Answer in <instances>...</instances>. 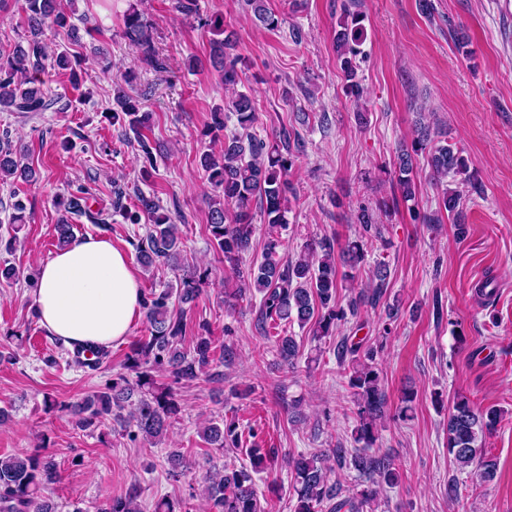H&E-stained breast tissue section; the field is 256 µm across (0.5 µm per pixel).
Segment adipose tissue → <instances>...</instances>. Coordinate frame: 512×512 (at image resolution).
I'll use <instances>...</instances> for the list:
<instances>
[{"instance_id":"ef3b65f1","label":"adipose tissue","mask_w":512,"mask_h":512,"mask_svg":"<svg viewBox=\"0 0 512 512\" xmlns=\"http://www.w3.org/2000/svg\"><path fill=\"white\" fill-rule=\"evenodd\" d=\"M141 302L130 259L109 237L79 238L38 267V321L70 348L106 349L124 341Z\"/></svg>"}]
</instances>
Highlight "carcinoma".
Instances as JSON below:
<instances>
[{
  "label": "carcinoma",
  "instance_id": "cac0c4a2",
  "mask_svg": "<svg viewBox=\"0 0 512 512\" xmlns=\"http://www.w3.org/2000/svg\"><path fill=\"white\" fill-rule=\"evenodd\" d=\"M76 0H20L23 13L26 45L18 44L6 56H0V111L30 114L49 109L50 99L38 78L46 66L70 70L78 77L81 56L69 48H51L45 41L49 28L72 27ZM257 20L274 29L279 19L269 11L263 0H248ZM363 17L346 12L340 22L336 37L340 67L345 74L346 94L360 98L361 88L356 77L355 59L363 43ZM210 34L209 65L220 72L224 89L234 97L227 104V112L215 111L206 135L219 142V132L225 128L227 113L236 117L237 124L247 130L256 122L254 102L250 94L236 90L240 83L238 64L240 56L231 53L233 44L224 37V17L215 15L206 21ZM123 36L139 48L142 61L159 66L151 27L147 18L136 7L123 15ZM115 108L112 123L129 128L137 137L142 152L141 172L148 176L155 169L152 147L146 131L150 130L151 113L141 110L139 100L125 92L122 86L114 88ZM430 128L423 125L411 143L397 156V185L401 197L410 201L416 197L417 174L415 156L428 152L427 163L431 178L440 184L449 175L466 167L459 153L449 145H433ZM287 146L277 139H262L250 133L246 137L224 139L219 150L205 152L200 165L214 192L216 201L211 207L208 230L217 253L224 262L233 266L245 287L262 295L261 315L263 335L274 338L281 360L293 364L300 355V345L292 336H281L275 330L285 322L297 321L303 327L313 324L312 339L317 342L335 335L347 316L358 315L360 305L376 304L382 297L388 277L387 265L377 264L372 271L366 294L359 302L350 301L344 308L336 302L342 283L336 274V259L355 271L364 260L366 234H380L373 224V216L362 210L357 222L363 234L347 241L335 257L334 243L327 240L312 241L304 246L303 254L293 263H280L281 246L279 229L288 223V181L286 175L292 166L290 157L284 155ZM21 176L33 180V170L27 163L26 151L12 144L8 132L0 135V181ZM89 191L78 186L60 201L64 214L57 224L58 241L65 245L71 238L72 216L84 217L90 223L106 225L103 213L92 212L87 206ZM123 190L115 191L113 208L124 214L131 224H138L146 215L149 226L138 239L136 252L141 262L150 267L156 263L167 264L177 259L180 238L177 225L155 200L144 196L138 199V209L123 205ZM257 200L269 224L261 260L241 270L239 263L252 247L253 214L251 200ZM462 195L456 190H444L439 208L461 219ZM204 277L186 274L177 284H165L160 289H150L143 295V309L149 324V335L137 340L127 355L123 368L135 374L130 382L120 374L101 390L86 396L75 404L51 401L49 407L66 411L75 417L81 430L95 429L108 421H116L128 429V435L156 444L165 436L168 421L181 411L173 388L156 385V374L166 372L172 382L193 381L203 378L209 382L224 381L220 367L229 362L232 350L224 345H214L209 323L199 325L201 333L191 345L185 343L184 311L171 307L172 300L181 304L191 303L203 292ZM377 350L350 342L344 337L337 346V356L347 363L348 386L356 402V426L353 439L362 447L350 453L346 448L333 450V458L322 454L300 455L287 459L291 473L289 493L295 500L294 512H364L377 500L376 486H394L399 474L384 456L369 453L378 439V425L386 418L387 398L382 378L375 366ZM501 419L495 407L486 410L475 408L465 396L457 397L448 409V455L458 470H480L481 479L494 478L495 465L486 457L483 442L492 434ZM203 440L215 448H245L249 463L236 468L217 469L206 476L204 494L212 512H263L255 483V475L276 466L277 451L263 448L250 435L243 440V432L236 422L211 419L203 429ZM350 460L354 470L365 479L366 485L352 498L340 499L336 483L330 481L334 464ZM169 473L175 477L185 474L191 464L181 452H171L167 457ZM60 478L57 464L48 456L15 453L0 455V512H56L54 503L43 491L56 484ZM139 491L133 487L123 496L105 500L99 512H141ZM154 512H188L187 503L167 497L159 499Z\"/></svg>",
  "mask_w": 512,
  "mask_h": 512
}]
</instances>
